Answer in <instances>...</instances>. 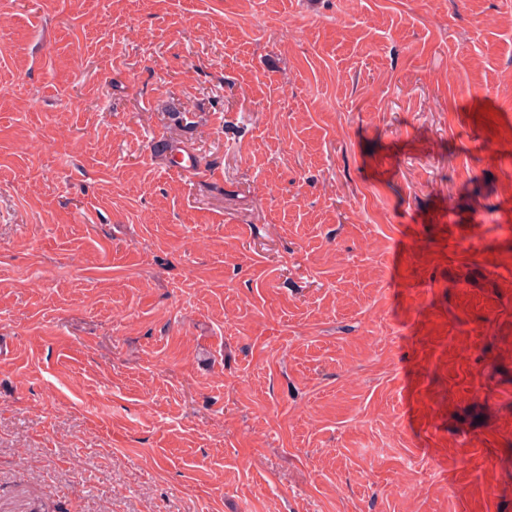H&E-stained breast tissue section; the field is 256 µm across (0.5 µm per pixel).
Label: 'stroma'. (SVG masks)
<instances>
[{
    "label": "stroma",
    "mask_w": 512,
    "mask_h": 512,
    "mask_svg": "<svg viewBox=\"0 0 512 512\" xmlns=\"http://www.w3.org/2000/svg\"><path fill=\"white\" fill-rule=\"evenodd\" d=\"M0 512H512V0H0Z\"/></svg>",
    "instance_id": "stroma-1"
}]
</instances>
